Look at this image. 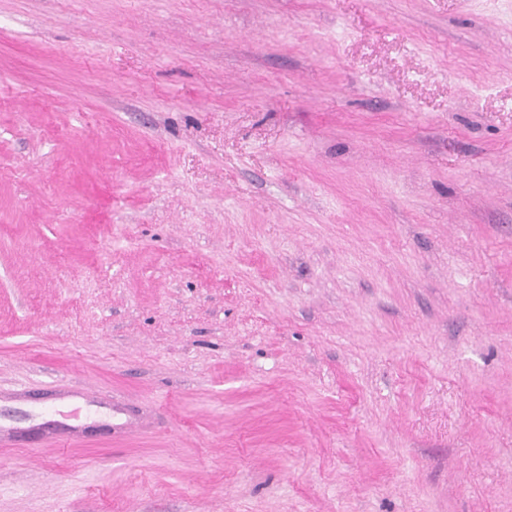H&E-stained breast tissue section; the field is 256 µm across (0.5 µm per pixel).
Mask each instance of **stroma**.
Segmentation results:
<instances>
[{
	"instance_id": "35a3bbf8",
	"label": "stroma",
	"mask_w": 512,
	"mask_h": 512,
	"mask_svg": "<svg viewBox=\"0 0 512 512\" xmlns=\"http://www.w3.org/2000/svg\"><path fill=\"white\" fill-rule=\"evenodd\" d=\"M0 512H512V0H0Z\"/></svg>"
}]
</instances>
